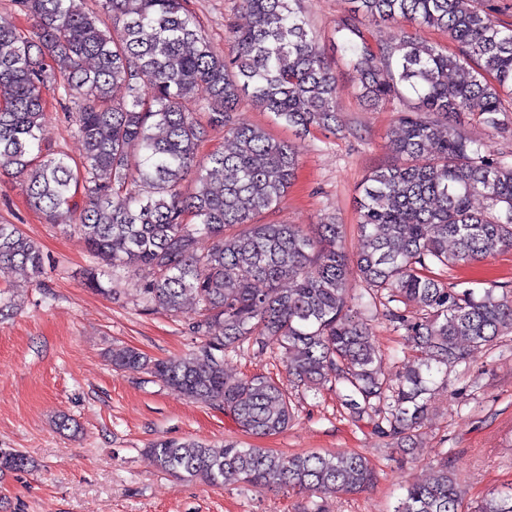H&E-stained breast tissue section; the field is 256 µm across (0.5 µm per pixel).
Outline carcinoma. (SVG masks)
<instances>
[{"instance_id":"cac0c4a2","label":"carcinoma","mask_w":512,"mask_h":512,"mask_svg":"<svg viewBox=\"0 0 512 512\" xmlns=\"http://www.w3.org/2000/svg\"><path fill=\"white\" fill-rule=\"evenodd\" d=\"M97 2L89 9L85 0H16L33 30L0 25V171L20 179L48 223L81 237L95 260L90 285L100 287L102 267L111 277L140 272L145 310L198 306L187 323L200 339L191 354L152 360L120 347L112 367L145 369L190 399L224 405L243 431L266 437L294 417L288 389L262 374L229 382L224 364L245 350L277 349L291 384L336 391L356 421L377 415L375 432L391 452L407 453L436 391L448 388V370L512 334V299L497 286L477 294L432 271L512 248V155L485 154L459 127L468 114L502 128L512 28L478 0H344L335 33L362 97L403 106L389 139L401 162L372 169L359 187L360 246L351 260L341 224H320L311 236L300 224L255 222L287 194L299 161L288 142L241 118V98L302 133L336 131V80L301 0H241L248 23L228 22L225 55L206 42L184 0ZM362 17L438 30L456 50L406 31L373 43ZM48 87L80 100L84 152L75 165L44 151ZM194 105L207 112V125ZM210 129L224 130V143L202 159ZM191 172L196 189L184 196ZM477 198L481 209L472 205ZM351 261L365 283L358 292L348 282ZM0 265L37 279L45 271L39 246L2 222ZM284 282L290 288H280ZM380 306L423 353L395 383L376 366L382 356L369 319ZM146 453L178 480L215 486L233 475L254 488L354 493L375 480L357 452L280 456L158 439ZM31 466L0 448V475ZM393 512H468L466 489L445 461L429 480L408 483ZM478 512H512V488L489 491Z\"/></svg>"}]
</instances>
